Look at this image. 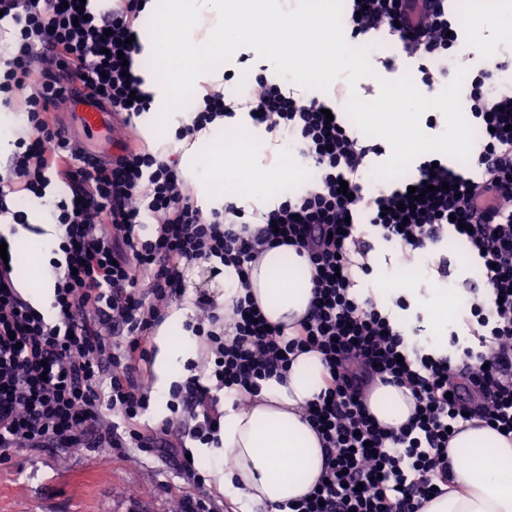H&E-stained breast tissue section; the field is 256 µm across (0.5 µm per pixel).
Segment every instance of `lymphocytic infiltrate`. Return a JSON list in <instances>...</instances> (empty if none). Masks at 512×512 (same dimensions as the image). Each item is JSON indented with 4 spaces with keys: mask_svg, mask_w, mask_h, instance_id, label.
Returning <instances> with one entry per match:
<instances>
[{
    "mask_svg": "<svg viewBox=\"0 0 512 512\" xmlns=\"http://www.w3.org/2000/svg\"><path fill=\"white\" fill-rule=\"evenodd\" d=\"M145 2L111 0L98 10L80 0H0V21L10 27L0 44L10 56L0 71V102L24 113L27 129L0 171V216L27 223V213L12 207L14 194L42 200L52 184L65 188L50 211L63 230L64 255L53 264L51 313L19 296L0 260V451L107 443L182 457L184 472L201 481L169 426L139 425L151 401L149 339L163 308L186 292L183 264L234 267L244 286L262 247L288 245L315 271L311 306L295 337L267 325L251 295L238 297L226 315L197 296L199 313L187 328L200 338L204 360L200 373L171 391L168 406L189 414L195 441L218 446L220 391L245 402L293 355L318 352L326 386L304 413L324 447L322 475L293 512H420L449 481L448 443L463 416L512 435V94L498 93L494 81L504 62L491 60L467 84L482 129L470 157L475 176L426 160L410 184L371 198L360 176L369 147L340 118L326 119L323 102L256 75L245 102L249 117L297 145L316 180L265 213L247 214L232 201L206 211L183 189L178 157L131 139L119 154L93 160L50 118L79 88L122 127L148 111L141 79L124 75L122 66L142 52L135 34ZM448 2L353 0L350 36L387 29L431 82L433 67L459 43ZM234 115L223 88L208 87L178 136ZM361 215L383 239L413 252L447 232L466 238L487 286L469 301L478 347L463 348L454 360L408 346L387 314L354 293L348 250ZM146 224L153 227L147 238L139 233ZM377 382L412 393L414 413L399 430L382 427L366 409ZM111 413L122 426L108 422Z\"/></svg>",
    "mask_w": 512,
    "mask_h": 512,
    "instance_id": "1",
    "label": "lymphocytic infiltrate"
}]
</instances>
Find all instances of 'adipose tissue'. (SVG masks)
<instances>
[{
  "label": "adipose tissue",
  "instance_id": "obj_1",
  "mask_svg": "<svg viewBox=\"0 0 512 512\" xmlns=\"http://www.w3.org/2000/svg\"><path fill=\"white\" fill-rule=\"evenodd\" d=\"M311 2L303 11L289 0H149L147 8L159 24L139 31L145 54L155 61L154 69L142 75V89L151 103L141 122L152 150L181 152L182 169L191 173L212 206H222L230 195L249 212L274 209L272 191L288 166V148L280 138L259 140L244 129L228 141L220 118L194 141L176 138L182 124L193 117L201 84L223 77L231 50L266 37V53L276 64L274 77L300 84L326 77L335 66L361 74L373 70L366 54L342 45L332 22L335 0ZM467 19L475 34L491 27L504 39L512 38V0H473ZM426 110L446 112L445 137L450 147L461 149L448 96L435 89L410 92L397 118L367 112L363 120L393 142L397 157L403 158L424 147L419 118ZM244 178L248 190L236 192ZM38 225L40 234L24 232L11 236L9 243L16 287L27 290L33 306L46 311L55 285L46 254L60 239L49 213H41ZM313 273L308 259L285 245L263 252L250 272L249 293L270 323L284 326L286 335H293L297 321L308 312ZM414 273L427 283L414 299L426 313L429 339L437 349L456 301L425 267ZM186 313V308L171 307L155 333V413L160 417L184 363L200 348L198 338L182 327ZM325 375L321 354L301 353L282 378L262 380L247 407H234L233 396H225L219 447L196 448L192 454L208 461V475L230 512H292L291 502L316 485L323 448L303 410L321 392ZM366 405L380 425L392 430L405 425L414 412L409 389L381 383L368 392ZM448 457L452 480L423 512H512V437L469 425L450 440Z\"/></svg>",
  "mask_w": 512,
  "mask_h": 512
}]
</instances>
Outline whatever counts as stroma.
<instances>
[{"instance_id": "obj_1", "label": "stroma", "mask_w": 512, "mask_h": 512, "mask_svg": "<svg viewBox=\"0 0 512 512\" xmlns=\"http://www.w3.org/2000/svg\"><path fill=\"white\" fill-rule=\"evenodd\" d=\"M376 62L371 74L360 75L351 71L339 77L324 78L303 87L282 82L284 92L301 98H316L334 106L351 131L364 145H380L381 153L369 154L364 170L366 194H375L379 175H386L392 183L409 180L420 162L435 157L447 159L456 172L470 174L469 150L474 138H467V149L458 155L450 154L442 138L446 122L444 113H436L435 126H423L425 148L404 159H396L389 143L381 142L379 135L363 128L354 104H371L394 87L417 88L422 84L418 59L408 57L387 30L371 33ZM512 45L503 41L496 30L484 33L482 44H475L470 32H463L452 57L447 61L449 77H435L436 89L459 97L460 126L477 130L476 121L469 114L465 98L466 84L484 66L485 53H507ZM395 59V69H385L382 61ZM273 67L264 52L263 43L237 47L227 58L225 69L233 78L224 86L225 91L245 97L250 82L257 74L267 73ZM349 88L347 97L336 100L337 82ZM372 249L381 250L385 260L400 256L402 261L414 265H428L432 256L448 257V276L442 285L448 290L478 286L484 281L479 260L471 255L468 243L452 236L430 245L420 255L403 253L399 244L367 234ZM209 496L222 500L223 495L211 483L202 487L190 484L182 468L153 454H144L134 448H91L71 452L45 451L30 453L22 450L0 457V512H169L173 500L181 495Z\"/></svg>"}]
</instances>
